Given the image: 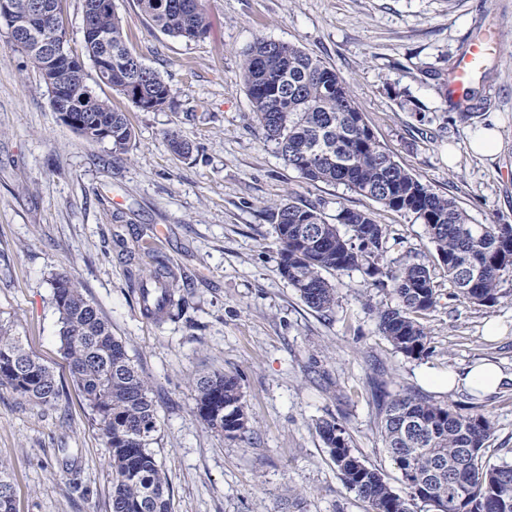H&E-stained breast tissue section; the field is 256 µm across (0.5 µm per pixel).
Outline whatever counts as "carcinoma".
<instances>
[{
    "label": "carcinoma",
    "instance_id": "obj_1",
    "mask_svg": "<svg viewBox=\"0 0 512 512\" xmlns=\"http://www.w3.org/2000/svg\"><path fill=\"white\" fill-rule=\"evenodd\" d=\"M151 24L173 37L200 41L209 36L208 0H137ZM0 13V29L10 46L26 54L41 79L68 91L72 129L91 143L108 142L112 155L129 154L135 135L123 112L95 95L87 75L75 66L58 15V0H10ZM85 49L100 65L97 81L125 96L143 112L174 105L175 92L126 45L114 0H82ZM53 47L48 57L37 39ZM240 78L263 136L275 143L282 162L312 182L338 184L382 207L414 216L424 224L457 295L480 305L498 299L512 277V224H475L452 197L433 192L400 166L374 136L352 97L348 82L301 47L256 38L242 53ZM170 150L187 158L192 145L169 131ZM279 242L278 268L311 309L330 314L340 285L323 273L356 270L364 288L389 290L394 303L370 307L378 333L407 357L428 352L429 333L420 318L437 305V285L429 267L411 256L386 261L388 225L373 213L340 209L336 223L320 206L281 203L270 212ZM60 341L71 377L91 409L109 448L112 512H171L166 476L151 445L160 422L146 377L112 335L98 308L69 272L52 277ZM141 313L156 321L184 307L175 299L176 274L160 258L134 279ZM0 387L43 405L60 397L53 371L26 351L20 337L0 324ZM196 413L224 436L245 441L251 435L248 406L236 373L195 379ZM384 448L401 475L407 494L396 493L379 469L352 450L350 433L332 419L316 424L346 487L371 512H412L420 501L431 512H512V464L490 463L484 448L494 422L480 411L465 412L411 393L379 397ZM14 489L0 468V512H13Z\"/></svg>",
    "mask_w": 512,
    "mask_h": 512
}]
</instances>
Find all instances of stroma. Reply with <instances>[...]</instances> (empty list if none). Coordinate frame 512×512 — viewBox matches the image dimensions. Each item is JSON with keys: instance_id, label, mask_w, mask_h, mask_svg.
<instances>
[{"instance_id": "obj_1", "label": "stroma", "mask_w": 512, "mask_h": 512, "mask_svg": "<svg viewBox=\"0 0 512 512\" xmlns=\"http://www.w3.org/2000/svg\"><path fill=\"white\" fill-rule=\"evenodd\" d=\"M133 53L175 92L173 107L142 112L105 86L135 145L124 157L90 143L53 112L26 55L0 31V324L49 366L64 392L53 406L0 387V466L15 512H111L104 436L68 371L52 276L68 271L149 379L161 430L152 450L167 475L172 512H278L285 488L296 512H369L339 478L317 422L346 423L354 450L404 492L378 431L373 382L475 408L492 418L484 450L512 463V277L491 306L451 295L425 227L340 185L288 168L259 129L239 79L243 50L264 36L317 55L349 83L375 136L435 192L478 224H512V0H210L211 33L193 42L153 28L137 0H114ZM496 29L472 87L487 107L459 121L427 65L450 68L471 39ZM408 91L421 107L403 106ZM496 128L498 146L469 147ZM193 147L173 154L165 135ZM291 200L369 210L388 225L389 260L415 255L438 285L423 322L428 355L396 352L376 330L357 271L328 272L339 301L322 315L280 276L269 213ZM165 259L189 306L157 322L141 315L134 275ZM484 362L505 380L475 395L429 383L434 373ZM236 372L253 437L209 429L195 412L194 377Z\"/></svg>"}]
</instances>
